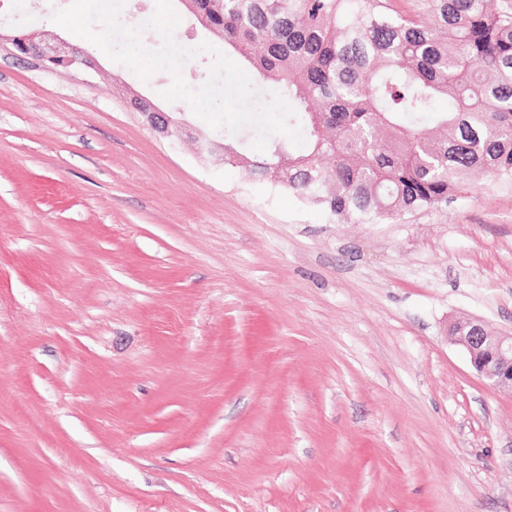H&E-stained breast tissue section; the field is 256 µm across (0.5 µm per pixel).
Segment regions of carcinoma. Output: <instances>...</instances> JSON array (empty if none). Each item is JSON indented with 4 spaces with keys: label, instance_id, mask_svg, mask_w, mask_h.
<instances>
[{
    "label": "carcinoma",
    "instance_id": "cac0c4a2",
    "mask_svg": "<svg viewBox=\"0 0 512 512\" xmlns=\"http://www.w3.org/2000/svg\"><path fill=\"white\" fill-rule=\"evenodd\" d=\"M197 23L292 102L299 150L224 161L338 224L447 205L472 176L512 183V0H188Z\"/></svg>",
    "mask_w": 512,
    "mask_h": 512
}]
</instances>
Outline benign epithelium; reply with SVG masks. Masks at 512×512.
I'll return each mask as SVG.
<instances>
[{"label":"benign epithelium","instance_id":"benign-epithelium-1","mask_svg":"<svg viewBox=\"0 0 512 512\" xmlns=\"http://www.w3.org/2000/svg\"><path fill=\"white\" fill-rule=\"evenodd\" d=\"M23 54L42 58L44 64L63 62L68 66L93 68L95 61L84 51L64 41L49 43L41 34L23 38ZM149 124L167 137L180 138L191 134L190 126L166 112L145 113ZM455 342L463 347L470 364L489 386L512 393V332L491 333L480 322L469 321L454 326Z\"/></svg>","mask_w":512,"mask_h":512}]
</instances>
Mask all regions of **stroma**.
<instances>
[{
	"mask_svg": "<svg viewBox=\"0 0 512 512\" xmlns=\"http://www.w3.org/2000/svg\"><path fill=\"white\" fill-rule=\"evenodd\" d=\"M0 0V512H512V186L337 224L155 132L141 81ZM39 31L92 69L11 55ZM453 331L481 380L512 394V332L491 333L479 321L458 323Z\"/></svg>",
	"mask_w": 512,
	"mask_h": 512,
	"instance_id": "stroma-1",
	"label": "stroma"
}]
</instances>
